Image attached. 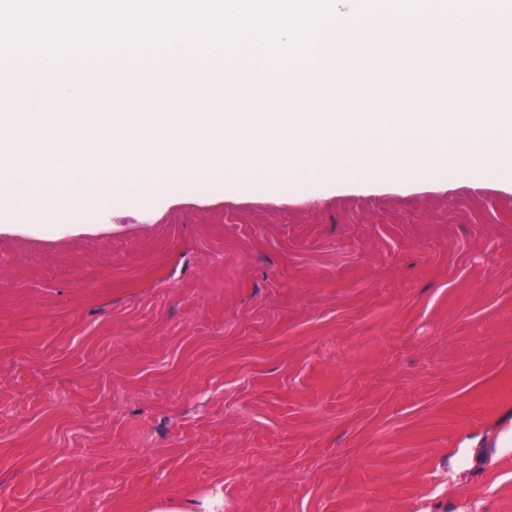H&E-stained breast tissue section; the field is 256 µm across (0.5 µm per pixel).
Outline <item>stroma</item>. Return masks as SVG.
I'll use <instances>...</instances> for the list:
<instances>
[{
  "label": "stroma",
  "instance_id": "stroma-1",
  "mask_svg": "<svg viewBox=\"0 0 512 512\" xmlns=\"http://www.w3.org/2000/svg\"><path fill=\"white\" fill-rule=\"evenodd\" d=\"M211 182L0 216V512H512V174ZM220 501L207 498L201 503L178 499L153 500L147 502L144 512H219L215 510Z\"/></svg>",
  "mask_w": 512,
  "mask_h": 512
}]
</instances>
